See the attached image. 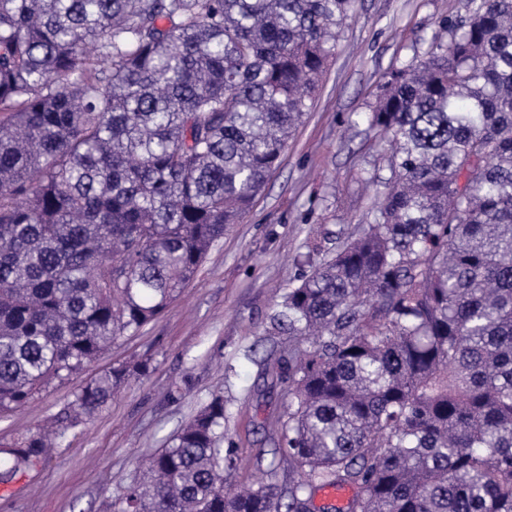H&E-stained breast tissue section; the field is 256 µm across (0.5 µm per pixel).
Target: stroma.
Returning <instances> with one entry per match:
<instances>
[{
	"instance_id": "stroma-1",
	"label": "stroma",
	"mask_w": 512,
	"mask_h": 512,
	"mask_svg": "<svg viewBox=\"0 0 512 512\" xmlns=\"http://www.w3.org/2000/svg\"><path fill=\"white\" fill-rule=\"evenodd\" d=\"M464 0H357L313 106L280 164L239 223L211 249L194 280L155 321L118 339L85 372L18 412L0 417V445L60 416L85 378L131 357L146 376L122 388L88 424L70 429L51 459L15 477L0 512H113L145 462L212 393L224 395L225 431L240 461L228 481L258 478L253 458L273 448L288 409V386L265 370L267 354H287L297 339L263 330L276 302L300 273L305 242L323 248L357 233L390 172L387 137L353 124L367 111L381 75L410 61ZM234 375H226V364ZM181 389L179 400L170 393Z\"/></svg>"
}]
</instances>
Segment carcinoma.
Returning <instances> with one entry per match:
<instances>
[{"mask_svg":"<svg viewBox=\"0 0 512 512\" xmlns=\"http://www.w3.org/2000/svg\"><path fill=\"white\" fill-rule=\"evenodd\" d=\"M356 0H0V416L154 321L278 165ZM357 114L389 138L366 227L264 335L288 411L241 491L214 394L117 512H512V0H465ZM150 360L86 381L54 439ZM52 439V440H54ZM0 448V482L46 459ZM296 478L273 482L282 464Z\"/></svg>","mask_w":512,"mask_h":512,"instance_id":"cac0c4a2","label":"carcinoma"}]
</instances>
